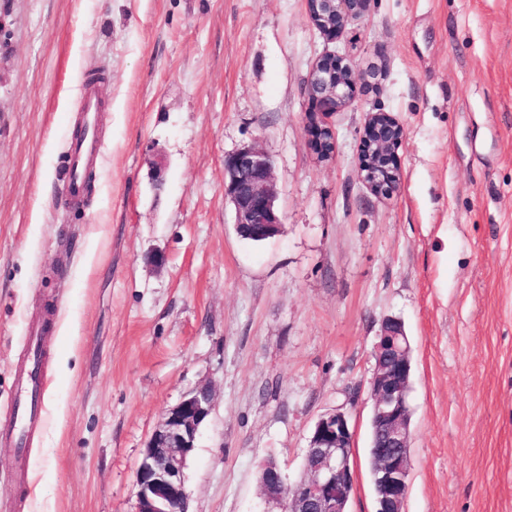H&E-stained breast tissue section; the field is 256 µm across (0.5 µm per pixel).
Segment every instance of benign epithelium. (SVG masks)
I'll return each instance as SVG.
<instances>
[{
  "label": "benign epithelium",
  "instance_id": "1",
  "mask_svg": "<svg viewBox=\"0 0 512 512\" xmlns=\"http://www.w3.org/2000/svg\"><path fill=\"white\" fill-rule=\"evenodd\" d=\"M370 0H307L313 25L336 38L367 10ZM355 70L336 54L321 56L314 64L308 96L315 112L331 114L352 100ZM404 136L399 121L389 112H371L361 135V178L381 196L398 187L396 151ZM309 145L318 157L334 154V135L327 127L309 130ZM272 160L255 147H244L224 157V198L234 208L235 228L243 239L277 235L283 221L275 208ZM374 368L369 379L373 422L379 443L373 457L376 512H402L407 494L410 443L408 390L411 349L402 322L384 319L373 349ZM207 385L190 391L169 410L152 433L136 471L137 512H187L183 469L195 448L197 435L213 410ZM353 431L349 416L340 410L316 421L305 454V475L286 486L280 468L266 463L261 488L279 503L281 512H348L355 469Z\"/></svg>",
  "mask_w": 512,
  "mask_h": 512
}]
</instances>
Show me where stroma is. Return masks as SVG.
Listing matches in <instances>:
<instances>
[{"label":"stroma","instance_id":"35a3bbf8","mask_svg":"<svg viewBox=\"0 0 512 512\" xmlns=\"http://www.w3.org/2000/svg\"><path fill=\"white\" fill-rule=\"evenodd\" d=\"M351 58L352 102L308 144L316 59ZM102 158L56 204L81 83ZM404 128L399 187L372 194L360 135ZM272 159L282 231L240 238L224 157ZM163 254L162 266L153 263ZM44 343L28 483L0 446V512H136V469L198 385L213 411L187 459V512H280L312 428L355 435L349 512H375L367 458L383 320L412 344L402 512H512V0H372L328 40L306 0H0V405ZM309 145L318 157L329 160L334 154V135L329 128L314 125L309 130Z\"/></svg>","mask_w":512,"mask_h":512}]
</instances>
